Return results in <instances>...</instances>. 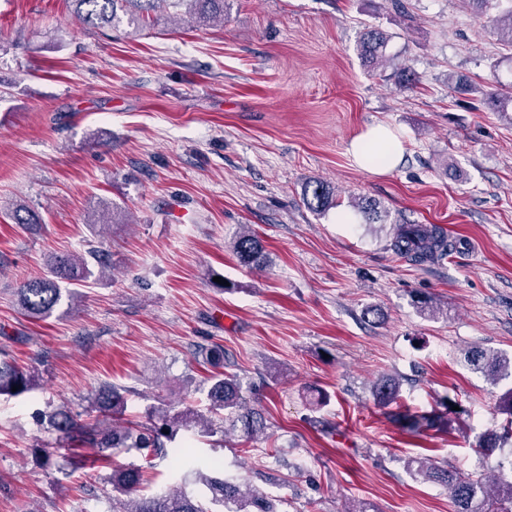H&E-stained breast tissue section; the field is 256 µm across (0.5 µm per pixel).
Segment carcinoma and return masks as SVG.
<instances>
[{
    "instance_id": "1",
    "label": "carcinoma",
    "mask_w": 512,
    "mask_h": 512,
    "mask_svg": "<svg viewBox=\"0 0 512 512\" xmlns=\"http://www.w3.org/2000/svg\"><path fill=\"white\" fill-rule=\"evenodd\" d=\"M73 15L89 30H116L121 25L137 34L143 28L154 25L160 18L162 8L185 7L187 24L206 25L224 19V0H67ZM490 25L507 37L512 45V7L490 19ZM389 35L377 30L366 29L357 44L361 59L372 66L389 61L386 49ZM457 85L472 93H479L490 100L499 112L508 111L512 104V93H487L460 78ZM333 188L317 181L308 185L304 201L308 209L322 212L336 205ZM357 212L367 224L382 220L375 203L358 201L354 203ZM391 250L414 265L438 263L458 249V241L442 228L431 224H397L390 244ZM234 253L244 265L259 269L265 264L264 246L261 239L251 230L242 231L233 241ZM106 260L102 251L91 248L87 255L69 254L56 256L50 263V276L32 279L17 289V302L22 313L30 319H45L59 305L62 298V281H85L95 274H103ZM467 361L475 369L493 380L512 377V359L484 347L473 346L465 352ZM37 376L18 367L13 361L0 358V396L15 397L30 391ZM18 387L12 391V387ZM399 383L382 377L372 387L374 400L382 407L397 403ZM128 390L122 386L105 383L91 398L97 412L110 421L109 426L84 425L77 415L60 406L44 416L47 427L53 430L62 443L68 446L86 445L97 448L103 459H108L116 448H140L147 456L165 453L166 443L175 439L179 431L193 432L200 436H212L217 432L240 430L242 437L250 441L264 430L261 415L247 406L242 387L234 375L217 372L211 377L207 397L209 410L213 414L226 412L227 417L215 423L211 417L186 407L176 410L159 400L147 406L145 421L133 424L125 418ZM443 411L436 409L424 413L407 411L391 414L393 421L404 424L411 432L433 429L448 425L449 416L457 414L454 403H441ZM497 409L506 416L505 424L489 431L480 438L476 451L484 456L492 455L500 444L512 437V388L503 393ZM146 466H152L146 462ZM144 466V467H146ZM144 467L127 465L112 469V489L128 496L137 491L144 481ZM408 468L425 480L439 483L448 489L455 505V512H512V480L498 478L495 486L488 484L483 473L461 472L438 466L425 457L408 461ZM194 480L208 491V503H203L189 494L185 485ZM278 512L275 500L256 489L244 490L239 480L214 470L208 464V472L193 468L181 476V485L157 493L122 500L112 497L110 512Z\"/></svg>"
}]
</instances>
